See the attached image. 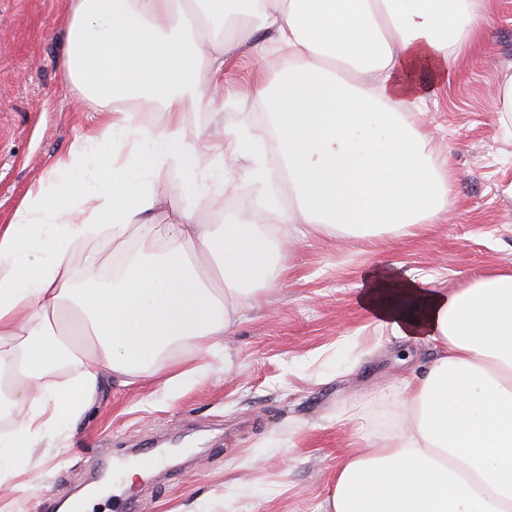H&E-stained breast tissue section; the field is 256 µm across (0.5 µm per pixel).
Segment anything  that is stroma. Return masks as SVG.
<instances>
[{
	"mask_svg": "<svg viewBox=\"0 0 512 512\" xmlns=\"http://www.w3.org/2000/svg\"><path fill=\"white\" fill-rule=\"evenodd\" d=\"M494 20L460 51L421 118L434 130V162L451 173L446 214L427 224L353 236L292 224L296 242L285 272L242 307L224 334L223 371L169 392L160 378L128 386L102 382L76 425L46 436L12 469L14 490L0 512H61L79 491L102 487L94 512L117 499L106 478L114 458L166 449L165 462L133 488L144 512H320L343 457L367 434L386 431L401 409L398 385L421 374L428 344L391 335L357 301L363 274L380 267L429 276L433 287H467L474 278L512 272V112L496 101L512 75V0H495ZM69 16L66 0H0V227L28 189L49 175L77 134L99 116L75 106L60 69ZM237 90L223 111L182 114L188 132L209 136L245 124L264 133L261 87L291 62L279 51L259 59L232 54ZM235 190L220 210L198 200L203 224L267 218L240 165L225 161ZM138 240L104 239L78 248L93 271L111 274Z\"/></svg>",
	"mask_w": 512,
	"mask_h": 512,
	"instance_id": "1",
	"label": "stroma"
}]
</instances>
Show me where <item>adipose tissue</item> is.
<instances>
[{"instance_id": "ef3b65f1", "label": "adipose tissue", "mask_w": 512, "mask_h": 512, "mask_svg": "<svg viewBox=\"0 0 512 512\" xmlns=\"http://www.w3.org/2000/svg\"><path fill=\"white\" fill-rule=\"evenodd\" d=\"M491 0H67L60 66L79 110L102 114L74 140L45 183L28 191L0 231V399L26 400L27 416L0 438V478L55 423L75 424L102 376L133 384L160 354L189 353L167 377L176 389L224 359L237 309L274 281L277 224H316L358 236L403 228L448 210L449 173L413 126L432 85L472 45ZM255 55L288 49L295 62L267 97L277 168L245 126L227 137L186 131V104L223 108L225 32ZM212 73L199 85L193 72ZM359 74L360 84L340 77ZM139 97L168 114L151 128L118 101ZM260 192L269 225L217 229L192 210L164 207L156 187L180 171L196 197L222 199L224 142ZM209 158L207 174L195 160ZM94 169L92 182L79 175ZM287 183L291 207L271 184ZM107 236L160 241L164 252L128 258L112 287L76 296V243L90 226ZM360 303L392 335L432 344L422 375L404 381L403 411L368 449L336 471L322 512H512V274L444 291L428 279L368 273ZM81 372L61 388L44 381L60 361Z\"/></svg>"}]
</instances>
